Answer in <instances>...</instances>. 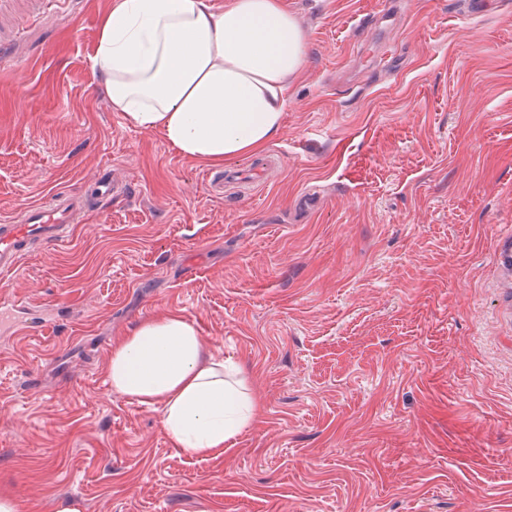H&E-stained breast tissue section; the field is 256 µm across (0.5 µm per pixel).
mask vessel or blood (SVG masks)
<instances>
[{"mask_svg":"<svg viewBox=\"0 0 512 512\" xmlns=\"http://www.w3.org/2000/svg\"><path fill=\"white\" fill-rule=\"evenodd\" d=\"M18 8L17 0H0L1 53L9 51L18 35L16 29L3 28L2 22L12 17ZM122 192V187L105 175L95 183L88 198L67 197L57 191L49 200L25 207L22 220L0 224V275L14 272L21 258L35 247L67 241L74 233L77 211L104 210L112 198ZM61 317L57 309L18 308L16 319L0 323V338L39 333L48 325L58 323Z\"/></svg>","mask_w":512,"mask_h":512,"instance_id":"b4317fda","label":"vessel or blood"}]
</instances>
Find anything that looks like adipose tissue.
Listing matches in <instances>:
<instances>
[{
	"instance_id": "ef3b65f1",
	"label": "adipose tissue",
	"mask_w": 512,
	"mask_h": 512,
	"mask_svg": "<svg viewBox=\"0 0 512 512\" xmlns=\"http://www.w3.org/2000/svg\"><path fill=\"white\" fill-rule=\"evenodd\" d=\"M305 61L304 32L280 0H114L95 50L114 111L213 165L278 136L288 79ZM106 372L115 393L160 407L186 455L222 451L252 422L253 397L203 353L197 326L180 313L134 326Z\"/></svg>"
}]
</instances>
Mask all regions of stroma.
Here are the masks:
<instances>
[{"label": "stroma", "mask_w": 512, "mask_h": 512, "mask_svg": "<svg viewBox=\"0 0 512 512\" xmlns=\"http://www.w3.org/2000/svg\"><path fill=\"white\" fill-rule=\"evenodd\" d=\"M113 0L0 61V222L101 169L126 199L25 256L0 302L69 320L0 347V495L24 512H512V0H281L306 35L278 163L209 164L113 111ZM311 193L315 204L300 208ZM179 312L256 401L182 454L114 393V341Z\"/></svg>", "instance_id": "1"}]
</instances>
